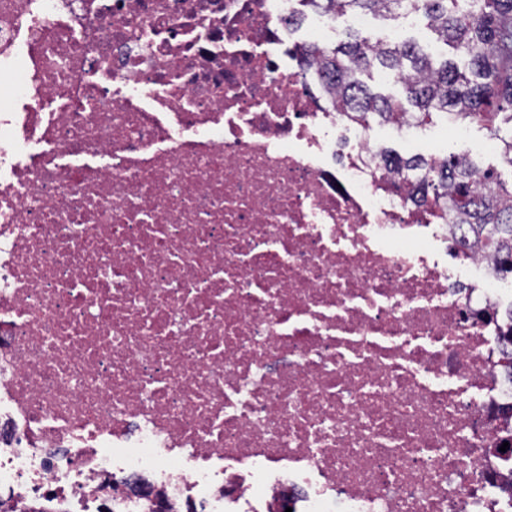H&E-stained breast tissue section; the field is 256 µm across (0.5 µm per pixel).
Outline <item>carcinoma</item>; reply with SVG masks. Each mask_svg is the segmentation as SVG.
<instances>
[{"label": "carcinoma", "mask_w": 512, "mask_h": 512, "mask_svg": "<svg viewBox=\"0 0 512 512\" xmlns=\"http://www.w3.org/2000/svg\"><path fill=\"white\" fill-rule=\"evenodd\" d=\"M304 8L335 16L370 12L388 22L417 14L430 22L435 40L465 59L435 62L411 42H374L356 34L339 45L313 44L304 65L325 81L334 104L355 113L365 126L409 116L417 125L444 113L481 125L501 143L512 167V0H302ZM380 69L400 77L403 96L375 92L363 77ZM385 160L408 177L427 171L413 200L440 209L441 216L465 226L481 248L497 257L495 271L512 275V184L493 168L482 172L489 193L477 191V167L451 154L439 164L390 150Z\"/></svg>", "instance_id": "obj_1"}]
</instances>
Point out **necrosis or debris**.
<instances>
[{
    "instance_id": "obj_1",
    "label": "necrosis or debris",
    "mask_w": 512,
    "mask_h": 512,
    "mask_svg": "<svg viewBox=\"0 0 512 512\" xmlns=\"http://www.w3.org/2000/svg\"><path fill=\"white\" fill-rule=\"evenodd\" d=\"M300 9L0 0L8 512H512V281Z\"/></svg>"
}]
</instances>
